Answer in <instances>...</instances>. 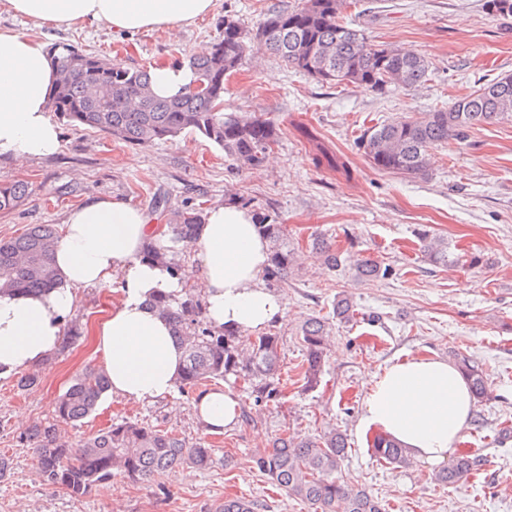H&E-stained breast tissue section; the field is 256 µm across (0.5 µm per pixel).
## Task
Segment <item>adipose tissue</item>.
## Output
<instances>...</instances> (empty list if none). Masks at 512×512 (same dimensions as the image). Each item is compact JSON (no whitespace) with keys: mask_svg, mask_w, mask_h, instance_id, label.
Wrapping results in <instances>:
<instances>
[{"mask_svg":"<svg viewBox=\"0 0 512 512\" xmlns=\"http://www.w3.org/2000/svg\"><path fill=\"white\" fill-rule=\"evenodd\" d=\"M6 9L51 28L85 21L116 31L176 30L209 13L213 0H0ZM56 72L44 43L0 29V155L22 164L54 154L59 129L49 116ZM140 208L99 199L73 209L58 239L53 265L59 274L46 292L0 293V375L38 367L61 344L63 323L76 292L119 279L120 301L97 327L98 348L113 394L130 402L171 396L182 350L169 323L151 308L157 293L180 295L201 284L212 326L258 332L285 314V304L262 282L268 244L253 215L234 204L207 210L194 248L196 265L171 275L144 262L141 251L156 239ZM473 407L469 387L453 365L411 358L377 376L364 402L362 428L399 441L418 460L439 465L455 450ZM194 408L212 432L239 420L233 391L200 394Z\"/></svg>","mask_w":512,"mask_h":512,"instance_id":"obj_1","label":"adipose tissue"}]
</instances>
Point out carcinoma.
<instances>
[{
    "label": "carcinoma",
    "instance_id": "1",
    "mask_svg": "<svg viewBox=\"0 0 512 512\" xmlns=\"http://www.w3.org/2000/svg\"><path fill=\"white\" fill-rule=\"evenodd\" d=\"M350 0H300L297 7L267 15L255 33L236 20H224V39L203 55L189 57L192 83L205 91L183 89L159 97L150 86L149 70L127 67L107 56L87 53L66 43L48 48L58 83L50 111L60 120L103 132L132 145H150L184 132L200 135L241 166H259L279 139L275 124L260 116L226 115L224 81L242 65L254 47L281 58L290 68L322 83L358 84L379 93L389 86L406 89L424 83L429 62L421 54L390 44H376L345 21ZM512 121V73L479 90L464 94L446 108L421 112L416 117L371 127L358 140L373 168L404 177L427 171L430 149L460 141L476 127ZM31 194L24 181L0 182V211L21 205ZM197 212H179L167 233L174 242L192 243ZM259 232L269 243L265 272L271 288L288 280L296 263L295 248L283 224L266 216L257 218ZM58 240L49 224H32L26 231L0 239V291H41L53 288L57 272L52 250ZM424 252L434 262H448V243L421 235ZM311 247L330 268L341 265V253L328 239L317 236ZM361 278H387L392 268L365 258L354 264ZM169 316L175 338L184 348L179 388L225 380L232 375L247 381L260 401L276 402L281 396L278 378L280 337L273 333L252 336L238 330L203 326L204 309L192 291L181 299L162 295L154 300ZM326 317H311L301 326L305 351V388L317 387L325 362ZM454 365L467 381L475 400L483 399L486 375L464 353L453 355ZM104 370L85 368L56 401L54 422L34 427L26 441L34 445L36 468L44 484L82 497L122 475L133 482L149 483L175 466L206 470L214 463V449L199 441L189 443L178 434L132 422L114 423L87 437L73 448L57 441L55 423H76L89 416L107 391ZM372 448L388 464L406 465L409 455L399 442L384 435L374 437ZM347 453V439L339 430L315 437H275L269 448L254 458L255 466L288 496L307 503L315 512H385L378 498L364 486L338 476ZM477 466L467 455L457 457L436 475L455 484ZM257 504L244 497H226L212 512H256Z\"/></svg>",
    "mask_w": 512,
    "mask_h": 512
}]
</instances>
